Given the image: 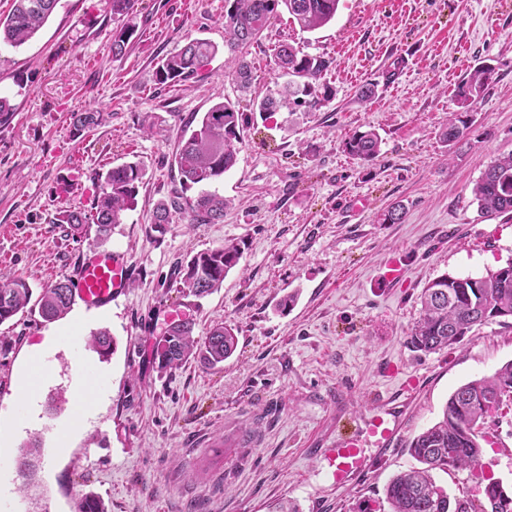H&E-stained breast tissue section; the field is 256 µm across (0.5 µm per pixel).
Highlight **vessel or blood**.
Segmentation results:
<instances>
[{
	"instance_id": "obj_1",
	"label": "vessel or blood",
	"mask_w": 512,
	"mask_h": 512,
	"mask_svg": "<svg viewBox=\"0 0 512 512\" xmlns=\"http://www.w3.org/2000/svg\"><path fill=\"white\" fill-rule=\"evenodd\" d=\"M129 279L130 265L124 254L90 250L82 254L72 283L76 297L86 308L99 309L111 305L113 298L127 288ZM390 435V429L379 420L363 436L322 449L333 479L343 483L355 477L371 458L373 448L381 446Z\"/></svg>"
}]
</instances>
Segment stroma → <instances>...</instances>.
<instances>
[{"mask_svg":"<svg viewBox=\"0 0 512 512\" xmlns=\"http://www.w3.org/2000/svg\"><path fill=\"white\" fill-rule=\"evenodd\" d=\"M134 23L116 59L105 0H60L31 41L0 45V94L15 106L0 126V269L38 291L94 248L125 254L133 271L88 326L113 337L109 359L85 343L48 358L54 379L40 391L39 423L0 450L16 459L38 437L37 481L27 486L14 473L0 512H75L90 491L109 512L382 510L386 482L415 464L413 437L441 420L457 387L512 360L511 318L433 353L408 342L434 278L512 261V214L482 217L471 193L512 152V0H340L335 18L312 32L280 13L239 55L223 47L224 0H139ZM195 38L219 47L204 70L155 85L162 54ZM282 41L331 59L323 81L332 96L262 114L253 102L282 80ZM241 57L251 66L247 97L232 79ZM477 65L492 76L464 138L445 145L439 132L457 109V86ZM368 83L376 93L360 101ZM221 93L246 118L239 161L215 185L231 202L223 223L183 215L152 230L155 207L179 186L171 160L185 119ZM87 109L106 120L75 133L69 116ZM370 128L381 153L364 166L343 143ZM124 162L139 163L143 181L123 224L104 240L92 229L78 242L66 237L61 213L89 210L96 172ZM398 202L403 223L383 222ZM227 241L243 254L223 287L202 299L183 294L180 268ZM292 292L297 303L279 312ZM85 312L77 302L55 322L33 309L0 324V421L17 406L32 345L73 329ZM176 315L199 338L213 322L233 325V357L215 369L191 360L160 370L155 345ZM79 356L107 373L109 395L59 456L54 430L74 409ZM388 407L400 412L390 442L354 479L334 483L321 449L339 432L367 431ZM484 461L512 486V405L500 410Z\"/></svg>","mask_w":512,"mask_h":512,"instance_id":"35a3bbf8","label":"stroma"}]
</instances>
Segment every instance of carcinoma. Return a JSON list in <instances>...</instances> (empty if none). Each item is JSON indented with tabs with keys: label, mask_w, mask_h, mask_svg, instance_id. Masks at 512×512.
<instances>
[{
	"label": "carcinoma",
	"mask_w": 512,
	"mask_h": 512,
	"mask_svg": "<svg viewBox=\"0 0 512 512\" xmlns=\"http://www.w3.org/2000/svg\"><path fill=\"white\" fill-rule=\"evenodd\" d=\"M60 0H13L12 9L0 16V43L20 47L32 40L57 8ZM137 0H109L112 18L118 25L112 32V56L124 55L134 34L127 18L134 14ZM339 0H224V46L230 50L260 39L270 19L283 8L305 31H315L336 16ZM218 47L201 39H190L162 57L154 70L155 82H171L196 77L216 54ZM275 63L286 81L276 92L263 99L260 111L274 112L290 103L311 106L319 97L331 94L321 83L332 61L312 56L289 43L275 48ZM490 79L484 66L471 69L457 88L459 110L448 115V125L440 140L448 145L464 137L468 112L481 96ZM98 112H74L72 124L81 132L98 124ZM245 118L235 102L220 93L209 109L193 113L185 122L174 154L180 176L181 192L161 202L153 212L152 224L159 229L173 223V216L186 213L192 224H218L224 221L229 202L209 186L224 178L238 161L241 129ZM382 139L374 129L356 131L344 143L348 154L361 165L369 166L380 155ZM143 178L134 162L108 169L100 176V191L91 214L65 211L59 222L69 226L68 235L76 239L86 232V224L96 225L97 237L107 238L112 228L123 223L126 211L134 208ZM198 189L195 197L187 191ZM474 201L481 213L491 217L512 212V153L495 159L472 187ZM242 257L236 242L196 253L188 261L180 280L184 292L201 298L223 287L224 278ZM32 298L27 281L14 273L0 270V324L25 311ZM75 302L70 280L63 276L42 288L37 305L47 322L66 315ZM421 310L410 331V344L418 351L431 353L459 343L474 327L497 318L512 317V262L507 268L488 270L480 276L457 277L443 274L423 289ZM114 339L108 331L91 336L89 346L103 358L114 352ZM237 348L234 329L220 321L207 336L193 335L192 323L176 320L165 329L156 348L162 370L180 367L197 359L207 368H215L232 357ZM512 397V362L493 374L473 379L458 387L448 398L442 420L424 429L411 441L409 452L417 465L394 476L386 485L385 500L389 512H512V490L493 474L481 472L475 490L452 496L437 484L432 471L474 469L483 465L484 447L491 426L503 405ZM41 456L40 441L30 440L18 448L21 471L33 475ZM78 512H107L103 500L93 492L78 504Z\"/></svg>",
	"instance_id": "obj_1"
}]
</instances>
